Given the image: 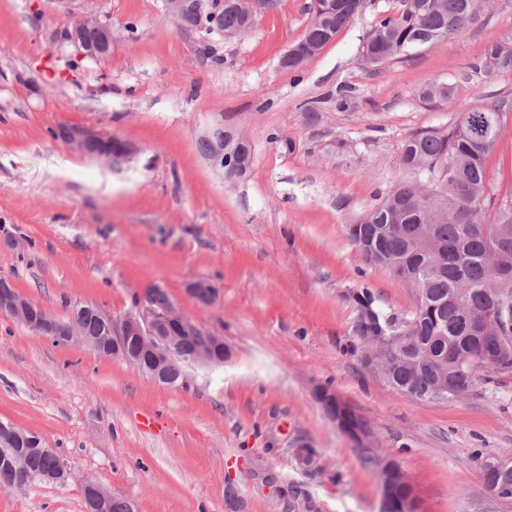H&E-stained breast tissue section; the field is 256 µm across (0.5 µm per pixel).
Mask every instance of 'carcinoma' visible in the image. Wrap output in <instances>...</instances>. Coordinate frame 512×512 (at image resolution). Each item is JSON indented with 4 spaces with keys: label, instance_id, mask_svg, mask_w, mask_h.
Masks as SVG:
<instances>
[{
    "label": "carcinoma",
    "instance_id": "1",
    "mask_svg": "<svg viewBox=\"0 0 512 512\" xmlns=\"http://www.w3.org/2000/svg\"><path fill=\"white\" fill-rule=\"evenodd\" d=\"M398 10L377 17L361 58L378 67L390 60L405 59L420 49V42L436 44L462 33L489 0H398ZM359 13V0H336V11L312 8L303 35L316 40L337 34ZM247 22L242 10L226 9L214 19L216 32L241 28ZM479 65L487 71L512 70V34L489 44ZM455 89L432 84L419 90L426 101H448ZM512 112L506 97L463 111L461 120L445 131H422L405 141L403 165L414 179L394 185L382 201L356 224L348 226V239L365 264L382 269L394 278L416 280L420 295L407 316L382 308L368 288L349 301L371 314L366 323H353L352 333L366 359L365 337L383 334L393 350L381 356L387 384L400 395L429 399L447 387H499L512 378V199H499L488 191L486 161L497 142L482 137L488 121L504 119ZM493 222L485 221L487 212ZM477 316L483 327L496 334L499 358H478L477 332L469 320ZM83 335H103L99 308L87 305L76 317ZM123 351L151 376L156 364L148 343L131 337ZM9 458L19 457L34 474L51 471L57 456L42 447L17 442ZM485 488H496L498 500H512V473L486 464L481 450L474 451ZM86 512H126V502L111 498L101 503L84 493Z\"/></svg>",
    "mask_w": 512,
    "mask_h": 512
}]
</instances>
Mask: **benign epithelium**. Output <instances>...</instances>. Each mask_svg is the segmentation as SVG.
<instances>
[{
	"mask_svg": "<svg viewBox=\"0 0 512 512\" xmlns=\"http://www.w3.org/2000/svg\"><path fill=\"white\" fill-rule=\"evenodd\" d=\"M169 11L176 20L192 11L200 19L208 16L214 6L220 8L244 7L248 12V23L243 27L222 32L225 37H234L249 32L254 27L257 19L277 9L278 0H166ZM87 30H95L99 38L95 42H87L83 39V33ZM63 40L73 45L79 53L97 63L107 61L112 55L114 34L112 24L100 20L94 15H85L75 21L63 31ZM309 50V45L301 42L290 47L281 57L279 67L282 69L294 64ZM65 145L72 151L96 159L108 166L119 165L133 159L137 153L136 146L129 140L104 135L84 126H63ZM247 149V141L228 131L224 140L226 155H240ZM208 290L209 301L215 302L218 297L216 286L206 280L198 279L188 283L187 291L192 297H197L200 290ZM136 304L134 310L119 317L107 315L108 325L112 334V348L120 350L123 340L131 335H137L151 341L150 348L154 352L159 365L164 366L177 361L185 364L211 365L216 362L212 356L204 354L218 345L224 344V338L219 334L204 330L201 336V350L203 353L193 358L186 357L179 346L169 336L162 335V331L171 320L183 318L182 313L175 304H170L162 311L152 308L146 298V292L135 294ZM0 313L20 319L32 332L52 338L54 340H68L70 342L82 341L77 327L70 328L60 333L57 331V322L54 318L42 313L39 309L27 307L22 298L13 288L10 278L0 275ZM376 351L368 354L367 367L371 372L379 373L376 355L390 349L391 341L387 336L376 337ZM336 427L350 436L358 447L364 449L370 437V432L363 428L352 429L338 421H333ZM70 474L68 464L58 461L55 469L40 477L42 482L63 483Z\"/></svg>",
	"mask_w": 512,
	"mask_h": 512,
	"instance_id": "benign-epithelium-1",
	"label": "benign epithelium"
}]
</instances>
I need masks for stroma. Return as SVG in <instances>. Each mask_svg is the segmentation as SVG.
I'll return each mask as SVG.
<instances>
[{
	"label": "stroma",
	"instance_id": "stroma-1",
	"mask_svg": "<svg viewBox=\"0 0 512 512\" xmlns=\"http://www.w3.org/2000/svg\"><path fill=\"white\" fill-rule=\"evenodd\" d=\"M308 3L280 0L227 39L179 29L165 0H72L66 10L0 0V274L59 319L77 303L125 314L156 284L231 351L169 387L0 314V421L38 434L71 468L61 485L0 489V512H84L88 477L135 512H381L380 473L314 400L320 384L366 422L423 512H474L486 496L475 450L512 465V382L448 402L397 394L354 352L343 298L365 287L384 309L412 311L410 288L366 270L347 227L410 179L401 157L411 135L512 98V72L476 65L512 32V0L375 71L362 44L396 0H367L319 55L281 70ZM89 13L116 36L103 63L62 40ZM431 82L454 85L456 97L421 100L417 87ZM219 118L252 145L250 170L231 181L198 145ZM62 125L140 152L108 166L55 140ZM487 176L497 196L512 192V122ZM198 278L217 285L214 304L188 295ZM304 445L317 453L308 469L297 462Z\"/></svg>",
	"mask_w": 512,
	"mask_h": 512
}]
</instances>
